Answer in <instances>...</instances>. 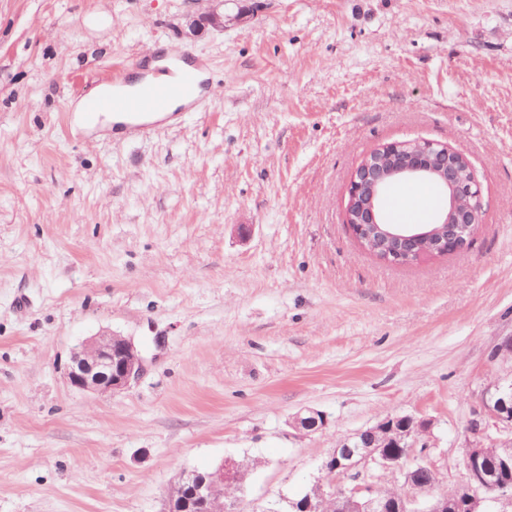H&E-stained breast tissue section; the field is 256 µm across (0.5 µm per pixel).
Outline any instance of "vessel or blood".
Segmentation results:
<instances>
[{
	"label": "vessel or blood",
	"instance_id": "1",
	"mask_svg": "<svg viewBox=\"0 0 512 512\" xmlns=\"http://www.w3.org/2000/svg\"><path fill=\"white\" fill-rule=\"evenodd\" d=\"M160 67L132 82L129 68L113 71L105 80L103 95L85 100L81 112L71 119L73 126L96 130L105 126L104 114L114 139L137 134L149 136L169 124L178 110H193L202 104L207 77L212 68L205 59L179 48L163 49Z\"/></svg>",
	"mask_w": 512,
	"mask_h": 512
}]
</instances>
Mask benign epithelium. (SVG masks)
Returning <instances> with one entry per match:
<instances>
[{
	"mask_svg": "<svg viewBox=\"0 0 512 512\" xmlns=\"http://www.w3.org/2000/svg\"><path fill=\"white\" fill-rule=\"evenodd\" d=\"M185 35L197 37L208 29H224V12L215 7L208 13L190 17ZM429 176L440 182L439 190L448 199L441 223L451 225L446 236H438L430 224H388L384 221L382 199L390 179ZM346 224L361 243L373 242L372 235L383 231L392 240L419 241L418 257L454 255L462 252L482 222L483 199L470 162L460 152L427 139L410 142L384 143L364 156L348 187ZM144 370L143 357L134 341L116 333H101L81 343L71 358L68 370L70 385L80 391L97 394H119L128 390ZM481 410L468 427V433L489 440L494 446L512 450V396L489 388L481 398ZM323 415L315 410L298 414L293 426L315 431L323 426ZM501 434L493 438L490 428ZM428 429V423L410 415L396 432L397 444L406 453L393 456L370 448H351L345 440L323 464L326 476L310 486L304 497L288 505L303 512H323L330 506L333 512H389V502L397 504V512L416 508L419 497L427 498L424 512H508L512 508V476L504 475L501 466L490 461L481 444L464 449L465 481L455 487L457 494H435L419 489L412 473L425 470L438 475L430 459V449L416 453L418 437ZM375 468L398 476L402 493L387 495L367 481L368 469ZM352 484L337 489L343 479ZM189 490V497L202 504V512H237L238 497L224 492L242 489L238 464L226 459L208 477L199 479L193 471L185 472L169 494L167 512H175L176 494Z\"/></svg>",
	"mask_w": 512,
	"mask_h": 512,
	"instance_id": "7a95c632",
	"label": "benign epithelium"
}]
</instances>
